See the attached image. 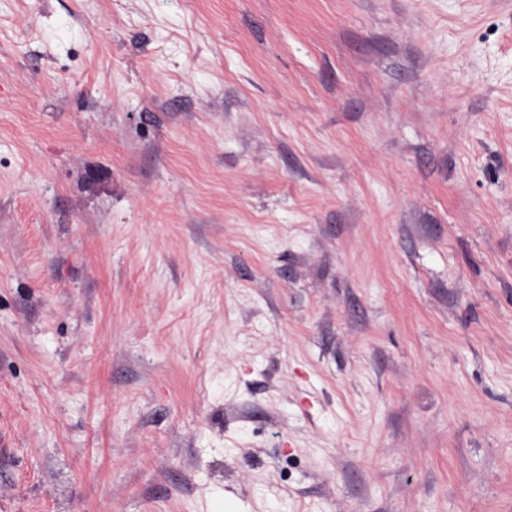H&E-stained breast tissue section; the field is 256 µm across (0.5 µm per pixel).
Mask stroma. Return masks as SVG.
<instances>
[{
    "label": "stroma",
    "instance_id": "obj_1",
    "mask_svg": "<svg viewBox=\"0 0 512 512\" xmlns=\"http://www.w3.org/2000/svg\"><path fill=\"white\" fill-rule=\"evenodd\" d=\"M0 512H512V0H0Z\"/></svg>",
    "mask_w": 512,
    "mask_h": 512
}]
</instances>
